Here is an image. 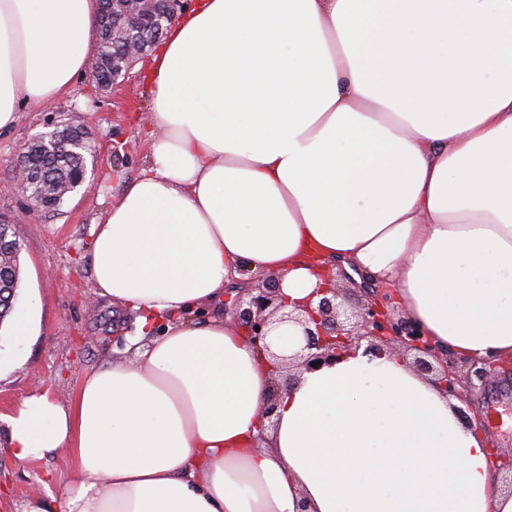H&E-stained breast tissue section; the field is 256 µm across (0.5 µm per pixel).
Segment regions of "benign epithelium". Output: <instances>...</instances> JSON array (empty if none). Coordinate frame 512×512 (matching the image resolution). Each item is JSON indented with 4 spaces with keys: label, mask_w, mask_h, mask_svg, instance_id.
Listing matches in <instances>:
<instances>
[{
    "label": "benign epithelium",
    "mask_w": 512,
    "mask_h": 512,
    "mask_svg": "<svg viewBox=\"0 0 512 512\" xmlns=\"http://www.w3.org/2000/svg\"><path fill=\"white\" fill-rule=\"evenodd\" d=\"M118 3L119 0H111L105 11L106 32L112 34V39L124 42V52L112 58L97 54L89 71L91 79L104 91L123 82L133 64L161 41L158 34L145 42L130 36L129 15L116 11ZM51 135L58 149L69 145L75 135L84 147L90 146L85 131L78 127H56ZM34 155L35 147L31 145L17 164L16 179L10 190L27 192ZM365 296L364 301L352 297L351 291H342L331 278L306 299L293 302L282 293L280 277L276 274L266 276L255 288L238 292L233 301L236 322L245 330L247 339L269 366L273 377L286 373L281 384L273 389L262 414L270 426H275L273 416L279 393L295 383V378L288 374L289 369L311 373L335 364L344 353L363 345L369 350L394 346L412 355V367L419 375H438L435 384L465 404L470 402L476 383H485L492 372L512 375L511 361L504 364L489 358L464 361L465 375L461 379L446 370H438L442 365L441 353L410 322L391 316L389 292L367 284ZM315 361L319 366L314 368L311 363Z\"/></svg>",
    "instance_id": "1"
}]
</instances>
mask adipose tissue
I'll use <instances>...</instances> for the list:
<instances>
[{"mask_svg": "<svg viewBox=\"0 0 512 512\" xmlns=\"http://www.w3.org/2000/svg\"><path fill=\"white\" fill-rule=\"evenodd\" d=\"M99 0H0V131L68 92ZM146 164L92 243L124 359L0 414L19 463L69 454L20 512H512L487 441L388 350L281 393L222 311L328 261L468 358L512 356V0H199L151 55Z\"/></svg>", "mask_w": 512, "mask_h": 512, "instance_id": "adipose-tissue-1", "label": "adipose tissue"}]
</instances>
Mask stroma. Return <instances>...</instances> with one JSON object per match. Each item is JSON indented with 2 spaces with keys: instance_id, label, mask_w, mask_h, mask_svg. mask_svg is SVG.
<instances>
[{
  "instance_id": "1",
  "label": "stroma",
  "mask_w": 512,
  "mask_h": 512,
  "mask_svg": "<svg viewBox=\"0 0 512 512\" xmlns=\"http://www.w3.org/2000/svg\"><path fill=\"white\" fill-rule=\"evenodd\" d=\"M146 86L140 69H132L124 86L101 91L88 75L51 109L22 106L17 124L0 132V224L21 248V283L18 302L35 296L36 334L23 346L14 364L0 372V414L9 412L34 388L64 400L75 394L83 373L123 357L125 336L135 317L116 310L94 293L89 243L95 224L101 223L126 184L143 166L147 147L143 128L148 121ZM86 128L93 153L87 156L89 173L80 190L54 212L34 210L29 199L9 186L16 177L15 163L26 144L46 131L48 123ZM479 411H494L496 425L486 437L500 450L512 451V385L490 377L471 397ZM0 432V512H16L24 500L40 493L38 481L45 468L63 472L68 453L59 450L50 462L18 465L6 452Z\"/></svg>"
}]
</instances>
